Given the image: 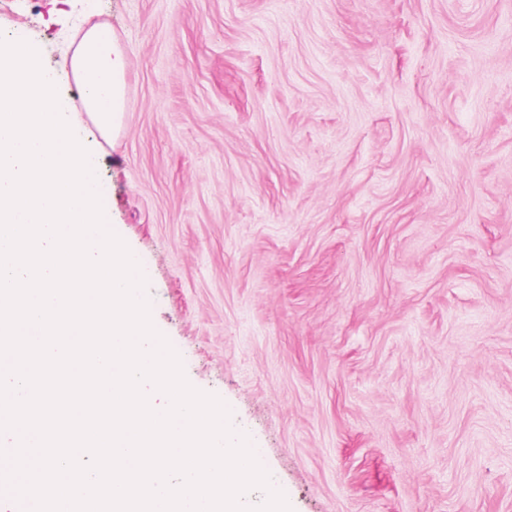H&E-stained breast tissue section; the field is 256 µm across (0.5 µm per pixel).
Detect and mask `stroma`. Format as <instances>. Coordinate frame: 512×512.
I'll list each match as a JSON object with an SVG mask.
<instances>
[{"label":"stroma","instance_id":"1","mask_svg":"<svg viewBox=\"0 0 512 512\" xmlns=\"http://www.w3.org/2000/svg\"><path fill=\"white\" fill-rule=\"evenodd\" d=\"M93 27L112 229L292 512H512V0H0Z\"/></svg>","mask_w":512,"mask_h":512}]
</instances>
